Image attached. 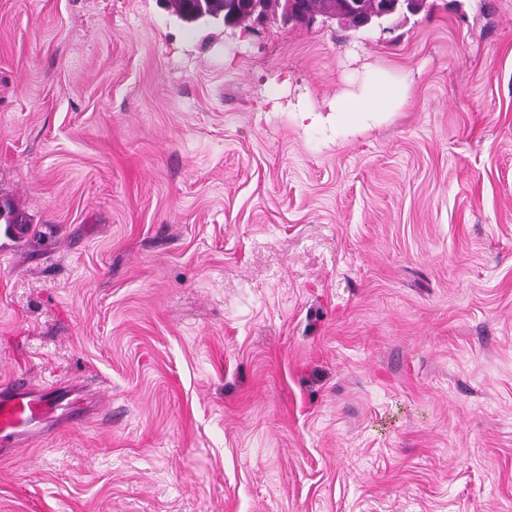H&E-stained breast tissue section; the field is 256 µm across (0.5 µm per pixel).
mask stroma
<instances>
[{
	"instance_id": "obj_1",
	"label": "stroma",
	"mask_w": 512,
	"mask_h": 512,
	"mask_svg": "<svg viewBox=\"0 0 512 512\" xmlns=\"http://www.w3.org/2000/svg\"><path fill=\"white\" fill-rule=\"evenodd\" d=\"M370 69L411 97L337 137ZM0 198V388L88 406L0 512H512V0H0ZM170 3L174 13L185 22H196L199 20H219L224 25H237L251 18L267 17L270 13H275V9L281 8V15L289 20L290 14L302 13L303 23L311 24L315 21V16L322 15L326 18L335 17L342 25L351 30H359L358 26L364 23L369 17L377 14L383 8L386 0H197L193 9H189L187 3L189 0H165ZM404 2L405 5L412 4L411 0H396L393 3L386 4L378 19L371 20L363 25L372 27H382L385 22L382 18L394 11L398 4ZM5 224H12L9 227L10 233L17 238L26 236L29 232V226L25 216L18 212L9 202L0 205V220Z\"/></svg>"
}]
</instances>
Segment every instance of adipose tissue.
Instances as JSON below:
<instances>
[{
	"label": "adipose tissue",
	"mask_w": 512,
	"mask_h": 512,
	"mask_svg": "<svg viewBox=\"0 0 512 512\" xmlns=\"http://www.w3.org/2000/svg\"><path fill=\"white\" fill-rule=\"evenodd\" d=\"M409 94L407 82L387 75L365 73L355 89L336 98L337 135L347 136L360 128L383 122L407 102Z\"/></svg>",
	"instance_id": "adipose-tissue-1"
}]
</instances>
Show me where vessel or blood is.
<instances>
[{
    "label": "vessel or blood",
    "instance_id": "1",
    "mask_svg": "<svg viewBox=\"0 0 512 512\" xmlns=\"http://www.w3.org/2000/svg\"><path fill=\"white\" fill-rule=\"evenodd\" d=\"M73 401L62 398L57 390L36 389L20 375L0 388V449L18 448L24 436L31 434L49 415L68 413Z\"/></svg>",
    "mask_w": 512,
    "mask_h": 512
}]
</instances>
